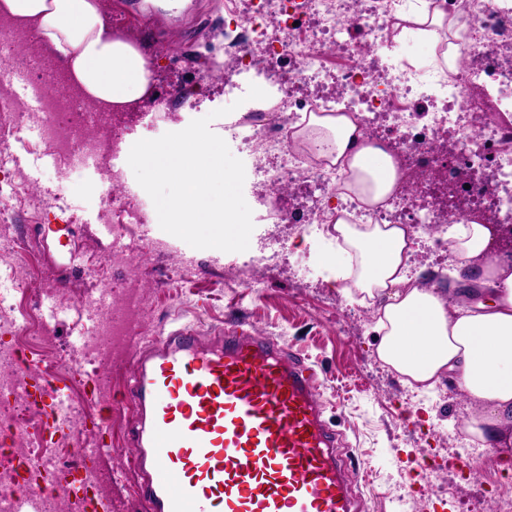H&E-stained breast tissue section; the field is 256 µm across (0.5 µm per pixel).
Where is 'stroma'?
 I'll use <instances>...</instances> for the list:
<instances>
[{
  "instance_id": "35a3bbf8",
  "label": "stroma",
  "mask_w": 512,
  "mask_h": 512,
  "mask_svg": "<svg viewBox=\"0 0 512 512\" xmlns=\"http://www.w3.org/2000/svg\"><path fill=\"white\" fill-rule=\"evenodd\" d=\"M106 17L135 29L153 59L156 97L125 115L121 133L155 139L166 126L148 124V112L176 113L180 127L227 107L246 75L208 71L186 53L205 43L223 46L224 0H183L164 10L155 0H109ZM190 91L181 103L182 91ZM9 150L6 167L22 173L36 195L14 204L0 222V243L27 253L44 279L37 295L54 308L49 334L63 350L60 377L82 375L86 389L107 382L98 413L110 420L109 453L96 469L110 475L101 500L106 512H144L140 476L132 465L129 434L135 420L124 393L134 353L179 324L202 334L242 319L257 333L279 338L323 378L325 416L354 454L357 486L366 512H497V491L512 486V472L487 451L466 448L460 426L467 402L451 378L418 396L377 356L375 306L347 300L327 282L322 266L334 251L328 226L273 224L253 206L254 230L244 252L196 249L152 223L154 239L132 240L130 264L112 263V230L98 219L99 185L82 166L45 160L35 128L0 127ZM141 281L143 321L100 375L83 372L78 346L89 320L84 298L108 282L123 286L129 267Z\"/></svg>"
}]
</instances>
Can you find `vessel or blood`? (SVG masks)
I'll return each mask as SVG.
<instances>
[{
    "label": "vessel or blood",
    "mask_w": 512,
    "mask_h": 512,
    "mask_svg": "<svg viewBox=\"0 0 512 512\" xmlns=\"http://www.w3.org/2000/svg\"><path fill=\"white\" fill-rule=\"evenodd\" d=\"M314 369L244 326L172 329L139 351L127 398L146 512H361L353 459ZM7 512H42L22 492Z\"/></svg>",
    "instance_id": "b4317fda"
}]
</instances>
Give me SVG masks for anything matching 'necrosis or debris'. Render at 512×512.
<instances>
[{"label":"necrosis or debris","mask_w":512,"mask_h":512,"mask_svg":"<svg viewBox=\"0 0 512 512\" xmlns=\"http://www.w3.org/2000/svg\"><path fill=\"white\" fill-rule=\"evenodd\" d=\"M238 0H224V11L237 15L235 29L224 32L225 67L265 75L279 70L270 95L273 117L254 121L243 116L231 129L250 156L249 172L263 185V202L277 221L331 224L346 211L357 224H405L419 232L444 224L493 223L480 208L485 199L512 204V87L502 81L512 70V0H433L453 25L460 54L455 70L423 73L406 55L394 53V25L406 0H255L238 11ZM37 43L35 31L0 14V47L10 62L0 67V124L15 130L41 128L56 153L73 163L92 157L100 178L113 187L101 200L103 214L125 213L120 235L150 223L149 211L132 206L117 185V171L107 161L120 150L106 113L85 99L67 75L30 81L39 108L20 103L14 79L29 65ZM350 117L368 141L385 145L397 167L394 191L371 206L347 191L345 174L333 164L329 146L317 141L311 115ZM318 182L335 197V208L317 204L283 213L279 196L300 179ZM431 180L457 184L458 196L472 201L467 211L440 208L421 192ZM18 270L12 294L0 295V503L11 495L37 490L44 512H91L96 482L73 487L59 453L47 449L48 408L55 386L21 392L13 379L27 359L23 351L36 313L19 316L17 295L39 286L28 273L21 252L0 253V264ZM137 279L92 309L81 347L88 364L132 335L142 316Z\"/></svg>","instance_id":"4bbe7bcc"}]
</instances>
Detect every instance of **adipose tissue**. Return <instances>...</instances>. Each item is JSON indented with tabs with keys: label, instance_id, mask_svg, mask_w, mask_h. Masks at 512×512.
<instances>
[{
	"label": "adipose tissue",
	"instance_id": "obj_1",
	"mask_svg": "<svg viewBox=\"0 0 512 512\" xmlns=\"http://www.w3.org/2000/svg\"><path fill=\"white\" fill-rule=\"evenodd\" d=\"M0 13L34 27L43 49L62 60L84 97L100 111L134 108L150 98L152 70L141 47L114 38L98 0H0ZM324 129L336 161L347 164L349 191L370 205L394 190L391 156L366 144L348 116L311 117ZM339 241L325 259L328 278L347 298L377 303V355L406 386L433 394L443 376L455 377L469 402L463 440L512 459V258L496 253L488 224L450 231L448 264L457 281L483 289L487 302L451 305L434 288H414L412 236L403 224L332 226Z\"/></svg>",
	"mask_w": 512,
	"mask_h": 512
}]
</instances>
